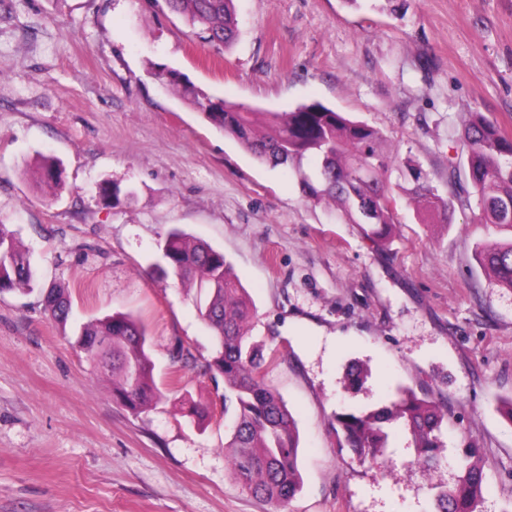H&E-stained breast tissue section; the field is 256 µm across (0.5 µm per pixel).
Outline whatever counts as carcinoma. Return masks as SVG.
Instances as JSON below:
<instances>
[{
    "label": "carcinoma",
    "instance_id": "cac0c4a2",
    "mask_svg": "<svg viewBox=\"0 0 512 512\" xmlns=\"http://www.w3.org/2000/svg\"><path fill=\"white\" fill-rule=\"evenodd\" d=\"M159 1L184 17L205 44L228 47L236 39L233 0H153ZM155 76L188 97L209 122L258 161L298 170L306 197L315 204L333 202L340 220L367 226L366 235L372 239H384L389 227L400 223L395 187L429 224L451 223L458 207L477 210L479 223L492 225L505 237L477 250L476 260L497 286L512 291V139L483 113L470 112L462 130L468 169L462 174L448 167L444 197L411 159L383 148L379 129L320 102L269 112L266 126L259 130L252 110L182 84L173 71H157ZM307 156L318 161L310 173L300 166ZM41 177L47 186H59V166L43 161ZM161 250L162 277L196 285L197 308L213 332L216 348L208 368L213 378L224 381V416L231 419L224 456L243 488L283 506L299 492L301 475L296 421L265 382L275 352L252 340L253 306L223 253L191 239L177 226L168 230ZM33 281L30 258L20 249L15 233L0 224V293L30 291ZM43 304L61 323L72 312L70 296L61 288L48 289ZM75 345L89 362L112 370V395L122 405L138 412L156 399L147 331L135 318L115 313L88 323ZM446 416L447 411L435 402L400 388L386 403L338 413L334 420L346 447L360 460L384 457L390 438L401 431L415 449L419 466L431 471L440 462ZM484 468L477 449H465L460 474L453 485L438 491L434 512H480Z\"/></svg>",
    "mask_w": 512,
    "mask_h": 512
}]
</instances>
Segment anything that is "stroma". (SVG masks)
Returning <instances> with one entry per match:
<instances>
[{"label":"stroma","mask_w":512,"mask_h":512,"mask_svg":"<svg viewBox=\"0 0 512 512\" xmlns=\"http://www.w3.org/2000/svg\"><path fill=\"white\" fill-rule=\"evenodd\" d=\"M239 35L200 42L151 0H0V224L35 266L33 291L0 294V512H433L461 450L480 448L481 512L512 502V291L475 259L502 236L455 210L412 209L382 240L308 201L154 78L259 112L318 101L380 129L429 173L466 169L468 108L512 137V0H235ZM57 162L62 186L36 173ZM122 193L102 195L106 185ZM223 252L254 306L252 335L279 357L265 375L299 431L301 491L256 499L224 457V387L212 332L183 286L154 270L172 226ZM68 290L53 321L46 289ZM115 312L139 317L161 392L132 412L74 340ZM192 353L175 361L178 346ZM367 371L362 386L347 373ZM448 410L438 468L405 438L379 462L341 444L334 416L397 387ZM209 406L201 423L185 412ZM44 310L61 323L69 318L72 312V302L65 289L49 288L43 296Z\"/></svg>","instance_id":"1"}]
</instances>
